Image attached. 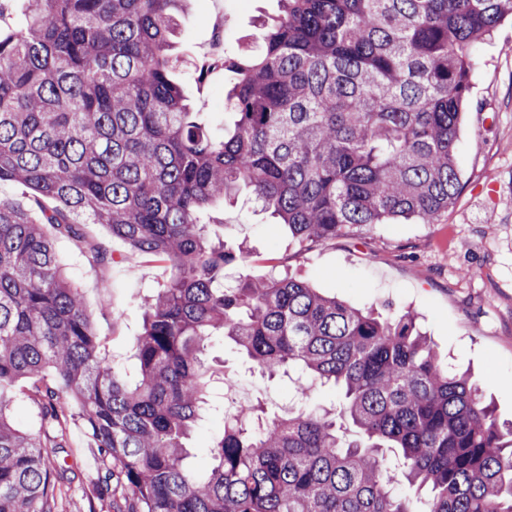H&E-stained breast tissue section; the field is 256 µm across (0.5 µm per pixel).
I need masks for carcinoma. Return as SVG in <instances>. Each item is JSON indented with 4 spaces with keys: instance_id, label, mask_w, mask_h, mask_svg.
Segmentation results:
<instances>
[{
    "instance_id": "cac0c4a2",
    "label": "carcinoma",
    "mask_w": 512,
    "mask_h": 512,
    "mask_svg": "<svg viewBox=\"0 0 512 512\" xmlns=\"http://www.w3.org/2000/svg\"><path fill=\"white\" fill-rule=\"evenodd\" d=\"M184 2L26 0L0 37V183L31 186L42 211L0 199V512H53L44 449L73 415L117 469L122 512H512V421L411 312L289 274L229 277L243 253L201 221L248 188L302 247L433 223L460 188L475 49L512 0H280L260 54L218 59L233 75L224 130L173 78ZM82 224L171 268L144 303L134 384L55 259L53 239ZM214 336L288 378L297 408L257 425L223 411L199 474L185 440L211 411ZM20 381L41 436L7 416ZM311 381L338 391L354 434L309 405Z\"/></svg>"
}]
</instances>
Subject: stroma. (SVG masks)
<instances>
[{
    "label": "stroma",
    "mask_w": 512,
    "mask_h": 512,
    "mask_svg": "<svg viewBox=\"0 0 512 512\" xmlns=\"http://www.w3.org/2000/svg\"><path fill=\"white\" fill-rule=\"evenodd\" d=\"M280 13L278 0H190L178 16L172 52L205 60L224 48L231 56L262 47L261 21ZM190 101L208 100L220 111L227 80L223 71L197 80L194 71L174 74ZM460 191L431 224L400 220L352 226L336 239L302 247L287 230L257 208L249 190L217 202L205 221L250 255L237 273L270 268L288 272L319 291L357 308L392 304L413 311L443 358L470 371L500 419H512V23L503 22L481 43L470 74V95L459 130ZM83 233L102 244L114 261L91 265L80 241H54L57 261L93 313L102 349L126 380H135V341L143 326L145 295L169 279L164 263L131 255L99 224ZM212 365L247 389L241 409L288 408L283 379L268 378L234 345L215 337ZM58 472L54 512H117L122 490L109 479V465L91 448L79 423L63 445L50 449Z\"/></svg>",
    "instance_id": "obj_1"
}]
</instances>
